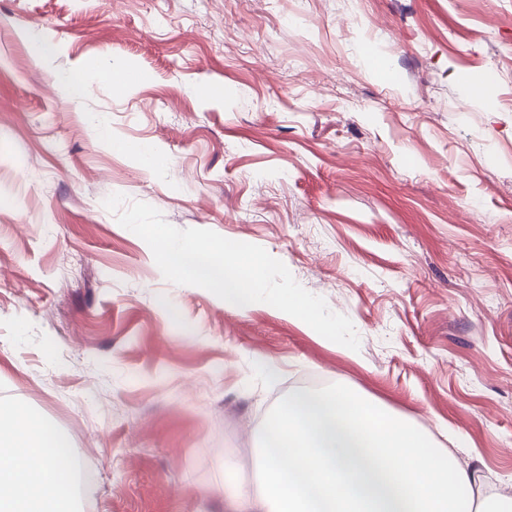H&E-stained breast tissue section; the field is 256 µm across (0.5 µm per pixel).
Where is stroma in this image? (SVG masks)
I'll return each mask as SVG.
<instances>
[{"mask_svg":"<svg viewBox=\"0 0 512 512\" xmlns=\"http://www.w3.org/2000/svg\"><path fill=\"white\" fill-rule=\"evenodd\" d=\"M90 62L135 79L72 102ZM114 193L263 247L359 350L167 281ZM336 388L512 498V0H0V401L92 469L82 512H229L277 405ZM92 126L96 138L103 141L112 153H135L145 164L153 168L165 169L168 167V160L157 153L150 144L142 143L132 145L123 139L112 137V129L104 116H95L92 121Z\"/></svg>","mask_w":512,"mask_h":512,"instance_id":"35a3bbf8","label":"stroma"}]
</instances>
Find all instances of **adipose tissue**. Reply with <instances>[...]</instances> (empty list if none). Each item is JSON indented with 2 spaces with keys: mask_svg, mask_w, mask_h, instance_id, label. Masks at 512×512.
Returning a JSON list of instances; mask_svg holds the SVG:
<instances>
[{
  "mask_svg": "<svg viewBox=\"0 0 512 512\" xmlns=\"http://www.w3.org/2000/svg\"><path fill=\"white\" fill-rule=\"evenodd\" d=\"M93 132L115 154L164 169L147 143L113 137L104 116ZM257 493L234 512H512L482 496L479 477L385 404L343 390L293 394L261 442ZM80 470L68 438L47 419L0 401V512H72Z\"/></svg>",
  "mask_w": 512,
  "mask_h": 512,
  "instance_id": "obj_1",
  "label": "adipose tissue"
}]
</instances>
